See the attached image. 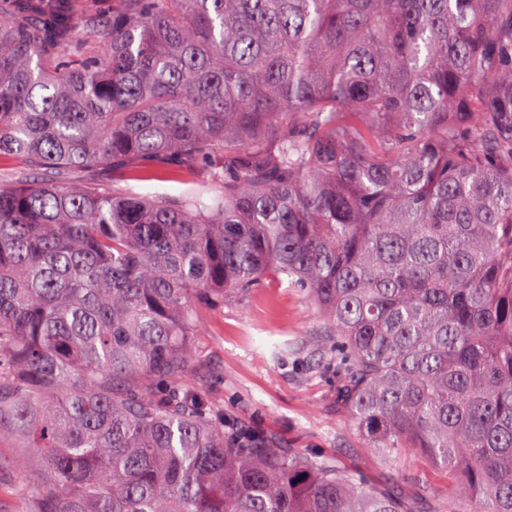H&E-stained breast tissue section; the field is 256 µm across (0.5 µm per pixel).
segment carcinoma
<instances>
[{"instance_id":"cac0c4a2","label":"carcinoma","mask_w":512,"mask_h":512,"mask_svg":"<svg viewBox=\"0 0 512 512\" xmlns=\"http://www.w3.org/2000/svg\"><path fill=\"white\" fill-rule=\"evenodd\" d=\"M8 159L0 440L28 512H435L180 385L199 309L267 279L322 314L364 448L512 512V0H7ZM196 178L197 175H190L176 179L128 181L113 183V185L115 188H126L141 194L186 195L194 189L193 181Z\"/></svg>"}]
</instances>
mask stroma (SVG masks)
<instances>
[{"instance_id": "stroma-1", "label": "stroma", "mask_w": 512, "mask_h": 512, "mask_svg": "<svg viewBox=\"0 0 512 512\" xmlns=\"http://www.w3.org/2000/svg\"><path fill=\"white\" fill-rule=\"evenodd\" d=\"M319 315L305 293L274 281L246 301L198 315L196 369L182 385L201 395L226 423L271 435L281 447L332 461L340 469L383 484L381 458L366 451L350 419L336 411V365L320 357ZM396 473L406 493L430 491L437 512H455L452 475L414 450Z\"/></svg>"}]
</instances>
